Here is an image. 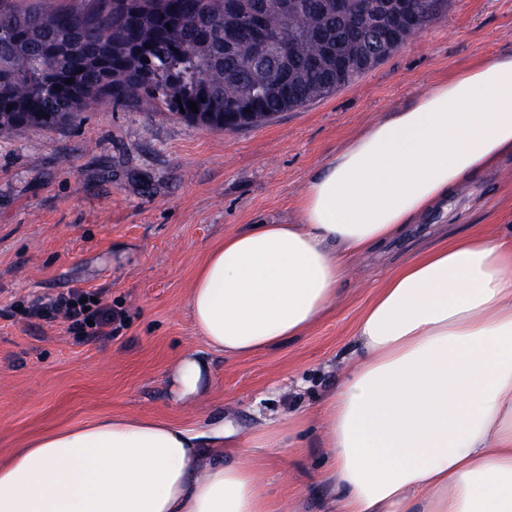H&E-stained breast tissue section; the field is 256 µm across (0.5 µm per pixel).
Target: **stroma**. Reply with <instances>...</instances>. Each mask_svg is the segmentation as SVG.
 Segmentation results:
<instances>
[{"mask_svg": "<svg viewBox=\"0 0 512 512\" xmlns=\"http://www.w3.org/2000/svg\"><path fill=\"white\" fill-rule=\"evenodd\" d=\"M512 51V0H444L435 20L351 84L269 122L208 129L129 100L104 102L49 130L0 136V463L48 431L106 415L187 429L222 418L247 440L264 418L315 411L337 384L353 327L387 275L435 242L502 230L512 166L464 188L378 256L353 260L335 308L303 336L244 357L214 355L202 403L175 402L172 362L205 350L188 311L208 248L247 224H291L296 200L329 158L372 121L456 70ZM70 288L123 313L110 336L27 317L36 297ZM307 466L267 455L262 476L292 512H320L323 451Z\"/></svg>", "mask_w": 512, "mask_h": 512, "instance_id": "35a3bbf8", "label": "stroma"}]
</instances>
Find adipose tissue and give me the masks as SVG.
Wrapping results in <instances>:
<instances>
[{
  "instance_id": "obj_1",
  "label": "adipose tissue",
  "mask_w": 512,
  "mask_h": 512,
  "mask_svg": "<svg viewBox=\"0 0 512 512\" xmlns=\"http://www.w3.org/2000/svg\"><path fill=\"white\" fill-rule=\"evenodd\" d=\"M512 159V54L459 70L373 121L303 188L295 224L225 235L188 307L206 351L170 367L202 398L210 352L301 336L335 305L351 262ZM356 347L317 412L269 418L253 448L306 455L323 512H512V234H453L400 265L359 316ZM224 425L107 416L30 439L0 464V512H284L258 463L225 461Z\"/></svg>"
}]
</instances>
